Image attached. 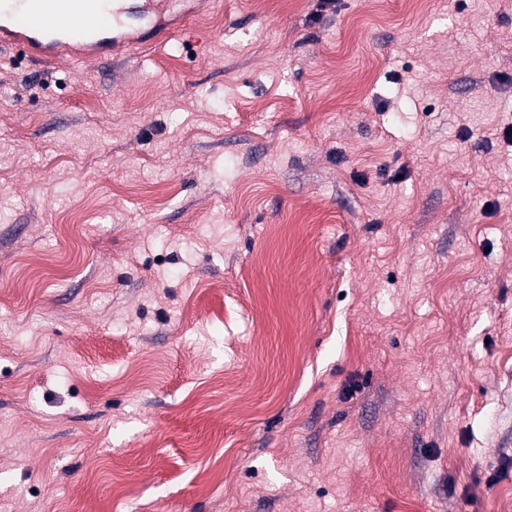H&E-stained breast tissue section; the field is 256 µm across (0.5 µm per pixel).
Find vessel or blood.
I'll return each instance as SVG.
<instances>
[{"instance_id":"vessel-or-blood-1","label":"vessel or blood","mask_w":512,"mask_h":512,"mask_svg":"<svg viewBox=\"0 0 512 512\" xmlns=\"http://www.w3.org/2000/svg\"><path fill=\"white\" fill-rule=\"evenodd\" d=\"M161 0H0V41L49 59L79 62L127 51L180 30L158 24Z\"/></svg>"}]
</instances>
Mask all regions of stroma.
I'll return each instance as SVG.
<instances>
[{
  "label": "stroma",
  "mask_w": 512,
  "mask_h": 512,
  "mask_svg": "<svg viewBox=\"0 0 512 512\" xmlns=\"http://www.w3.org/2000/svg\"><path fill=\"white\" fill-rule=\"evenodd\" d=\"M511 123L512 0L0 46V512H512Z\"/></svg>",
  "instance_id": "35a3bbf8"
}]
</instances>
